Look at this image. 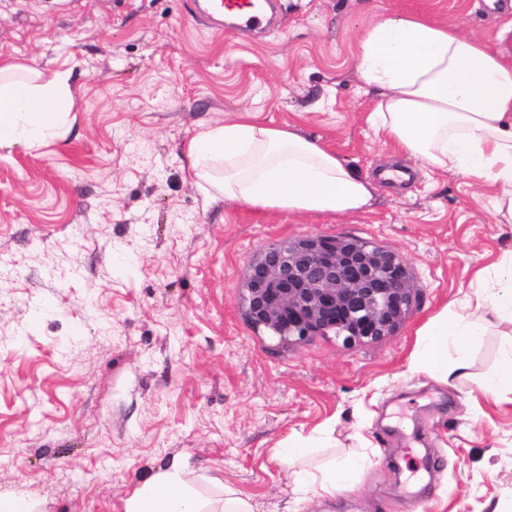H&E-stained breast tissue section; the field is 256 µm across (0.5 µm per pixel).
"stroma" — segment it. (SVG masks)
<instances>
[{
  "label": "stroma",
  "instance_id": "35a3bbf8",
  "mask_svg": "<svg viewBox=\"0 0 512 512\" xmlns=\"http://www.w3.org/2000/svg\"><path fill=\"white\" fill-rule=\"evenodd\" d=\"M419 13L512 55V6L486 0H280V25L220 32L192 0H0V56L77 87L71 126L0 149V496L32 512H124L174 459L256 512H296L273 458H360L309 512H512V402L479 385L512 342L490 318L469 366L411 371L418 330L476 301L478 269L512 251L482 183L393 160L356 70L373 21ZM293 124L373 179L347 217L260 214L205 194L189 141L237 112ZM409 171L398 184L383 169ZM309 234L398 253L415 287L391 335L284 348L248 324L241 286L261 249Z\"/></svg>",
  "mask_w": 512,
  "mask_h": 512
}]
</instances>
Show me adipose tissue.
Here are the masks:
<instances>
[{"label": "adipose tissue", "instance_id": "adipose-tissue-1", "mask_svg": "<svg viewBox=\"0 0 512 512\" xmlns=\"http://www.w3.org/2000/svg\"><path fill=\"white\" fill-rule=\"evenodd\" d=\"M357 69L375 108L367 121L395 153L422 167L488 183L497 217L512 223V61L455 26L397 14L368 26L358 40ZM75 89L66 70L44 72L0 57V149L32 147L58 136ZM197 175L225 199L264 212L344 217L368 204L374 185L336 152L240 112L189 143ZM493 292L473 310L440 311L420 329L416 372L444 382L468 366V347L483 335L484 311L512 319V256L489 274ZM350 466L295 472L302 492L332 497ZM125 512H254L251 498L223 486L203 495L179 464L159 470L125 501Z\"/></svg>", "mask_w": 512, "mask_h": 512}]
</instances>
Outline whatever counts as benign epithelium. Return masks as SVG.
Here are the masks:
<instances>
[{
	"label": "benign epithelium",
	"mask_w": 512,
	"mask_h": 512,
	"mask_svg": "<svg viewBox=\"0 0 512 512\" xmlns=\"http://www.w3.org/2000/svg\"><path fill=\"white\" fill-rule=\"evenodd\" d=\"M252 279L253 313L296 328L303 341L336 330L349 343L380 340L404 322L415 296L398 254L351 237L286 240L253 267Z\"/></svg>",
	"instance_id": "obj_1"
}]
</instances>
